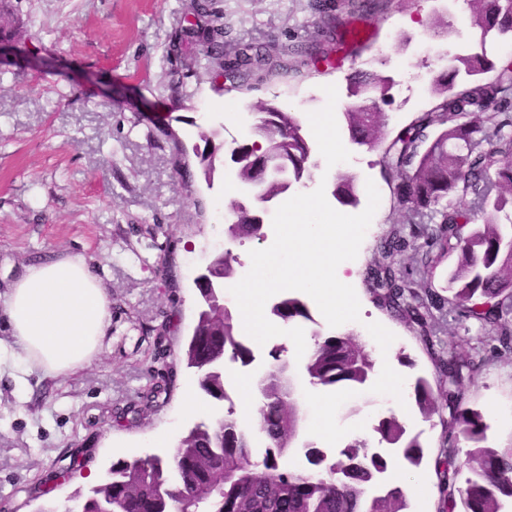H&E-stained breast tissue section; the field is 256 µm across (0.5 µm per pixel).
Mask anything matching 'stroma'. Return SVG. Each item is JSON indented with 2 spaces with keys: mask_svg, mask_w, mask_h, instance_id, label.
<instances>
[{
  "mask_svg": "<svg viewBox=\"0 0 512 512\" xmlns=\"http://www.w3.org/2000/svg\"><path fill=\"white\" fill-rule=\"evenodd\" d=\"M189 2L0 0V41L17 49L0 63V298L23 265L82 255L112 303L102 354L75 374L51 378L32 369L20 384L9 354L0 352V506L6 512H35L43 501L64 506L88 488V475L102 477L112 463L173 453L188 428L214 410L241 420L240 380L260 378L278 348L294 359L293 341L273 337L254 346L250 365L225 359L228 400L218 403L198 391L203 413L181 407L186 384L197 380L186 358L197 313L195 276L228 247L240 259L235 276L243 278L250 250L262 246L230 243L216 214L228 212L240 188L220 169L205 181L196 150L248 142L238 124L257 101L306 114L325 105L323 88L332 84L335 111L343 113L352 101L350 80L364 69L389 79L382 110L389 130H396L429 109L433 80L449 56L478 49L465 0H396L389 12L359 21L374 40L361 55L337 49L309 0H213L225 43H315L332 61L318 75L300 53L284 58L283 69L253 89L228 91L220 69L206 67L189 33ZM437 18L450 21L455 34L431 43L427 33ZM348 150L350 159L332 167L314 154L311 184L324 186L329 204L349 215L365 209L367 182L380 193L370 235L344 264L361 304L359 321L344 328L390 364L399 392L384 389L378 369L354 391L315 390L298 381L301 428L283 463L305 465L308 443L330 457L361 439L387 452L375 428L407 403L403 423L418 436L423 459L416 467H390L386 479L408 488L407 512H438L435 460L444 448L462 455L469 445L414 406L417 380L434 390L440 384L433 346L416 325L378 307L365 282L377 240L390 224L406 221V209L378 153L354 144ZM344 171L357 184L355 200L346 203L334 194ZM441 344L468 352L477 364L463 399L483 414L488 445H511L512 354H493L489 338L468 319L449 325ZM65 470L69 480L52 486Z\"/></svg>",
  "mask_w": 512,
  "mask_h": 512,
  "instance_id": "stroma-1",
  "label": "stroma"
}]
</instances>
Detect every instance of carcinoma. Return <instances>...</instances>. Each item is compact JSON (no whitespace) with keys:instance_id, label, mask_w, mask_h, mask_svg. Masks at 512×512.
I'll use <instances>...</instances> for the list:
<instances>
[{"instance_id":"cac0c4a2","label":"carcinoma","mask_w":512,"mask_h":512,"mask_svg":"<svg viewBox=\"0 0 512 512\" xmlns=\"http://www.w3.org/2000/svg\"><path fill=\"white\" fill-rule=\"evenodd\" d=\"M352 14L372 17L389 7V0H341ZM470 26L479 32L480 50L458 56L433 84V105L387 138H382L387 80L372 71L354 75L357 101L344 112L349 137L357 145L381 152L380 164L398 180L401 202L417 217L431 215L434 228L420 246H410L404 228L393 224L377 241L379 259L367 268V282L377 305L390 315L416 324L425 339L437 336L446 317L476 320L480 331L504 351H512V64L496 65L487 56L489 37L512 34V0H471ZM192 14L204 22L197 38L205 56L221 66L224 44L220 16L210 0H192ZM306 53L314 61L328 53L314 44L304 49L274 42L240 49L230 64L237 71V87L250 89L261 66L271 57ZM493 73L484 81L481 76ZM268 133L242 144L245 161L239 167L244 182L259 181L266 193H282L280 185L264 179L262 159L275 152L288 161L289 178L296 184L311 177V147L299 113L282 109L265 112ZM355 177L339 176L337 196L355 198ZM470 199L451 205L450 198ZM228 230L241 239H260L249 212L237 210ZM412 249V272L395 269L396 257ZM454 252L457 263L448 272V296L436 293L428 277L440 257ZM195 357L205 364L199 388L212 398L225 389L224 356L248 362L253 352L241 342L232 314L224 315V335L209 320L199 327ZM314 350L303 369L308 380L323 387L358 389L366 385L375 360L353 333L323 336L313 332ZM448 390L434 395L423 380L415 386V400L427 419L448 413V428L473 443L464 458L450 448L436 460L440 474L442 512H512V447L483 445L487 425L483 415L463 401V380L475 371L472 357L450 352L435 356ZM292 371L277 365L259 379L261 403L258 424L276 450L260 465L249 464L250 440L235 421L204 426L187 434L171 457L142 463L119 461L105 485L85 502V512H178L183 482H190L191 498L207 512H406L407 492L386 486L368 496L367 489L388 469V461L359 441L341 452L339 463L311 447V468L286 469L280 463L285 446L295 438L300 409ZM377 432L412 465L422 459L416 439L394 415L383 418Z\"/></svg>"}]
</instances>
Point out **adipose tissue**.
<instances>
[{"label":"adipose tissue","instance_id":"obj_1","mask_svg":"<svg viewBox=\"0 0 512 512\" xmlns=\"http://www.w3.org/2000/svg\"><path fill=\"white\" fill-rule=\"evenodd\" d=\"M0 311L14 359L51 377L75 373L97 359L111 325L107 290L79 255L26 265Z\"/></svg>","mask_w":512,"mask_h":512}]
</instances>
